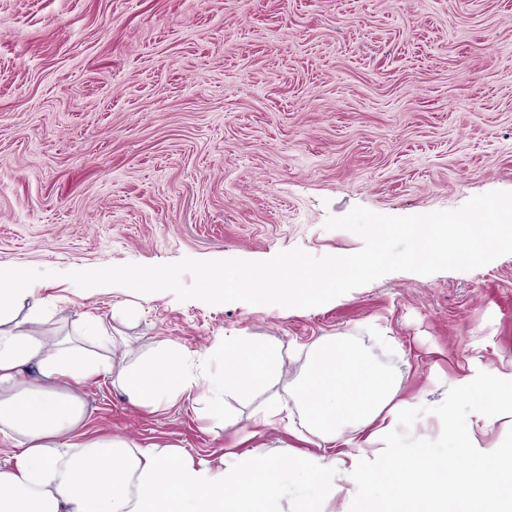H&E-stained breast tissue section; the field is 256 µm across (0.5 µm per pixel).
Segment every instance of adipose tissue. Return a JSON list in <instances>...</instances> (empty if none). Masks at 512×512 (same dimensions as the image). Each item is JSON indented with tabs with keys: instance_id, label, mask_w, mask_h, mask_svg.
Masks as SVG:
<instances>
[{
	"instance_id": "1",
	"label": "adipose tissue",
	"mask_w": 512,
	"mask_h": 512,
	"mask_svg": "<svg viewBox=\"0 0 512 512\" xmlns=\"http://www.w3.org/2000/svg\"><path fill=\"white\" fill-rule=\"evenodd\" d=\"M58 320L22 282L0 289V512H272L293 468L322 491L353 475L382 479L383 491L364 490L352 512H512V461L480 448L452 419V445L470 463L437 480L438 460L388 438L401 417H417L418 406L399 399L387 373L333 340L316 348L294 403L311 434L327 441L346 434L354 443L367 437L377 447L371 466L358 460L340 471L314 457L289 467L264 452L248 468H228L178 448L90 437L81 393L89 383L117 384L140 409L184 399L220 420L228 399L269 385L283 361L277 349L240 336L225 347L219 372L198 375L177 344L163 341L139 356L102 317H86L64 336L52 333ZM451 389L496 401L512 393V371L476 360Z\"/></svg>"
}]
</instances>
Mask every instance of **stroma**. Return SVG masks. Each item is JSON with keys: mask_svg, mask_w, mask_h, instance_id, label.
Returning <instances> with one entry per match:
<instances>
[{"mask_svg": "<svg viewBox=\"0 0 512 512\" xmlns=\"http://www.w3.org/2000/svg\"><path fill=\"white\" fill-rule=\"evenodd\" d=\"M512 190V0H0V268L53 276L34 298L65 335L111 319L134 351L174 341L217 371L218 343L250 336L284 354L282 380L229 400L225 419L187 403L149 412L109 384L84 389L89 435H121L219 462L323 450L296 407L249 417L296 387L317 343L353 346L419 404L399 429L447 465L448 418L482 447L512 450V401L491 426L450 389L470 360L512 370V255L472 271L394 272L308 309L181 301L66 272L126 263L266 260L363 246L328 215L452 210ZM363 479L316 498L292 473L279 512L315 497L339 512Z\"/></svg>", "mask_w": 512, "mask_h": 512, "instance_id": "35a3bbf8", "label": "stroma"}]
</instances>
